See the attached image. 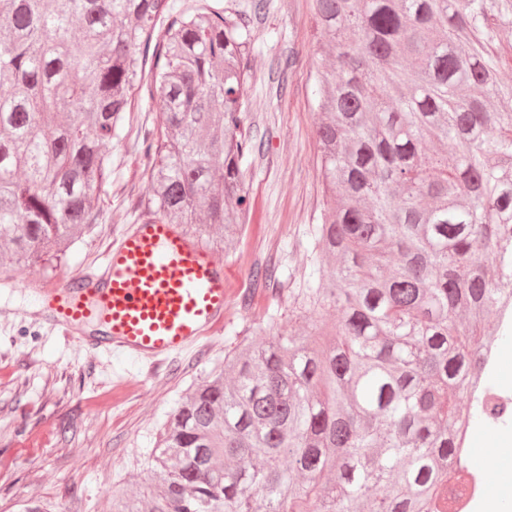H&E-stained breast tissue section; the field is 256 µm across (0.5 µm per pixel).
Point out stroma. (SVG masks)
I'll return each instance as SVG.
<instances>
[{"instance_id":"35a3bbf8","label":"stroma","mask_w":512,"mask_h":512,"mask_svg":"<svg viewBox=\"0 0 512 512\" xmlns=\"http://www.w3.org/2000/svg\"><path fill=\"white\" fill-rule=\"evenodd\" d=\"M249 25L253 106L245 126L258 150L244 164V229L234 245L211 247L229 283L223 325L159 362L83 348L36 313L33 281L61 283L98 266L142 211L151 166L142 135L159 124L156 108L142 101L106 147L112 178L100 195V224L61 263L0 267V512H26L34 503L44 512H111L113 487L145 484L168 413L242 341L244 326L272 314L286 330L335 323L336 308L311 316L287 295L306 265L309 228L322 203L310 0H271ZM257 264L273 268L275 281H255ZM506 437L512 424L474 426L466 440V460L496 496L495 512H512Z\"/></svg>"}]
</instances>
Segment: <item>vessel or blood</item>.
<instances>
[{
	"instance_id": "1",
	"label": "vessel or blood",
	"mask_w": 512,
	"mask_h": 512,
	"mask_svg": "<svg viewBox=\"0 0 512 512\" xmlns=\"http://www.w3.org/2000/svg\"><path fill=\"white\" fill-rule=\"evenodd\" d=\"M224 265L172 224L137 219L110 248L99 271L39 290L48 323L86 340L89 325L129 355L164 359L224 321Z\"/></svg>"
}]
</instances>
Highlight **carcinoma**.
<instances>
[{"instance_id":"carcinoma-1","label":"carcinoma","mask_w":512,"mask_h":512,"mask_svg":"<svg viewBox=\"0 0 512 512\" xmlns=\"http://www.w3.org/2000/svg\"><path fill=\"white\" fill-rule=\"evenodd\" d=\"M323 203L289 298L169 413L148 491L112 512H458L448 467L512 302V0H312ZM251 29L178 0H0V260L52 264L100 223L104 147L147 94L141 215L225 245L244 224ZM471 401L461 411L452 398Z\"/></svg>"}]
</instances>
